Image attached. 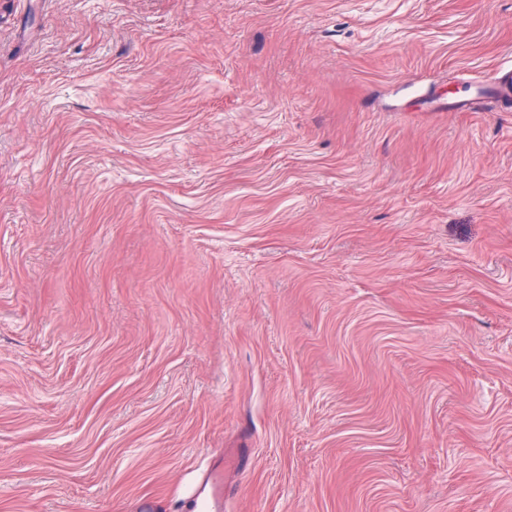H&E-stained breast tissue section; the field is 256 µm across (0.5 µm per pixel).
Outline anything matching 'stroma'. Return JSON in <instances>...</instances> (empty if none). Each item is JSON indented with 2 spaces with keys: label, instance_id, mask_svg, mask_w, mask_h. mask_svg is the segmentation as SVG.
Masks as SVG:
<instances>
[{
  "label": "stroma",
  "instance_id": "stroma-1",
  "mask_svg": "<svg viewBox=\"0 0 512 512\" xmlns=\"http://www.w3.org/2000/svg\"><path fill=\"white\" fill-rule=\"evenodd\" d=\"M512 0H0V512H512Z\"/></svg>",
  "mask_w": 512,
  "mask_h": 512
}]
</instances>
